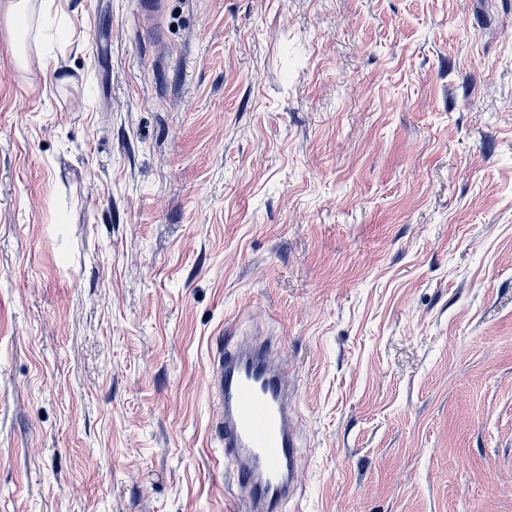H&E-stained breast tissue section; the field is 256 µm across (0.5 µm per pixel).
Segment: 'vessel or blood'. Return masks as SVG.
<instances>
[{
	"instance_id": "b4317fda",
	"label": "vessel or blood",
	"mask_w": 512,
	"mask_h": 512,
	"mask_svg": "<svg viewBox=\"0 0 512 512\" xmlns=\"http://www.w3.org/2000/svg\"><path fill=\"white\" fill-rule=\"evenodd\" d=\"M215 431L249 512H284L302 458L288 373L270 343L240 342L213 358Z\"/></svg>"
}]
</instances>
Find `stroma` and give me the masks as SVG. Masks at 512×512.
Instances as JSON below:
<instances>
[{
	"mask_svg": "<svg viewBox=\"0 0 512 512\" xmlns=\"http://www.w3.org/2000/svg\"><path fill=\"white\" fill-rule=\"evenodd\" d=\"M0 0V512H232L273 338L286 512H512V0ZM210 393L224 460L249 512H282L302 458L288 399V373L269 342H240L213 358Z\"/></svg>",
	"mask_w": 512,
	"mask_h": 512,
	"instance_id": "stroma-1",
	"label": "stroma"
}]
</instances>
